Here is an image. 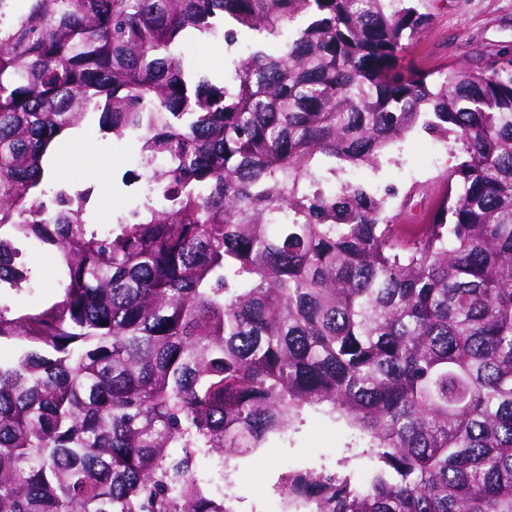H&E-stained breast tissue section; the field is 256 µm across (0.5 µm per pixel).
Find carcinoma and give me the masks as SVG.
<instances>
[{"instance_id":"carcinoma-1","label":"carcinoma","mask_w":512,"mask_h":512,"mask_svg":"<svg viewBox=\"0 0 512 512\" xmlns=\"http://www.w3.org/2000/svg\"><path fill=\"white\" fill-rule=\"evenodd\" d=\"M429 2L0 0V256L62 276L0 305V512H230L197 457L228 476L308 410L369 467L286 476L294 512H512V56L403 70ZM240 31L227 81L179 50ZM96 113L154 185L103 231L45 188ZM416 128L461 162L410 232L341 177ZM20 255L17 262L29 271L30 283L21 291L14 288H0L2 305L8 306L16 316L33 313L37 309L49 306L59 299L61 276L53 272L50 263H55L47 249L33 239H21L16 242Z\"/></svg>"}]
</instances>
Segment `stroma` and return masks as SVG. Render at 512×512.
<instances>
[{
    "mask_svg": "<svg viewBox=\"0 0 512 512\" xmlns=\"http://www.w3.org/2000/svg\"><path fill=\"white\" fill-rule=\"evenodd\" d=\"M512 51V0H435L432 18L402 54L403 65L419 71H433L446 65L472 66L477 53ZM89 147L95 168L83 169L71 149ZM99 128L90 118L80 129L68 131L52 158L54 188L72 191L91 189V228H106L118 215L129 214L138 202L143 168H130L119 158L137 153ZM389 160L379 169L359 167L361 183L405 193L413 184L424 185L395 221L399 224H428L446 188L445 178L458 162L453 146L414 130L391 146ZM19 264L29 271L30 283L22 290L0 289V304L13 314L35 312L57 301L60 274L52 271L51 255L32 239L19 240ZM327 469L363 478L366 459L360 454L355 433L343 422L329 416L305 412L285 436H272L265 448L237 460L230 476L238 512H269L284 475L290 471Z\"/></svg>",
    "mask_w": 512,
    "mask_h": 512,
    "instance_id": "35a3bbf8",
    "label": "stroma"
}]
</instances>
